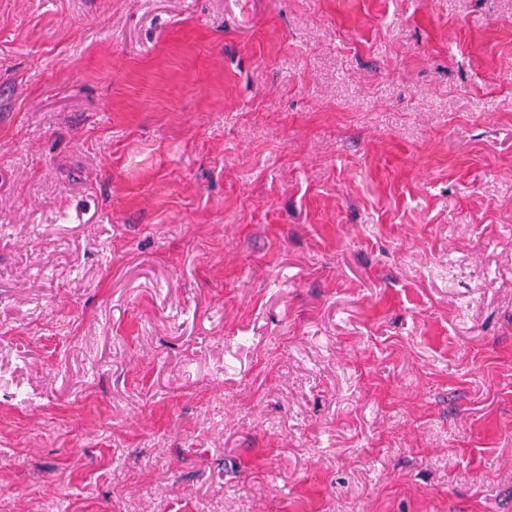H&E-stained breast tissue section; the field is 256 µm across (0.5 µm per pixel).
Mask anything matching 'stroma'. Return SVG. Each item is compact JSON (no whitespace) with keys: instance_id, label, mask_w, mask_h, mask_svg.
Listing matches in <instances>:
<instances>
[{"instance_id":"1","label":"stroma","mask_w":512,"mask_h":512,"mask_svg":"<svg viewBox=\"0 0 512 512\" xmlns=\"http://www.w3.org/2000/svg\"><path fill=\"white\" fill-rule=\"evenodd\" d=\"M0 512H512V0H0Z\"/></svg>"}]
</instances>
